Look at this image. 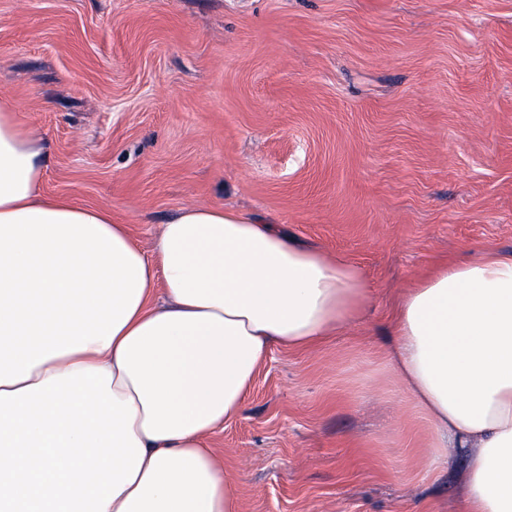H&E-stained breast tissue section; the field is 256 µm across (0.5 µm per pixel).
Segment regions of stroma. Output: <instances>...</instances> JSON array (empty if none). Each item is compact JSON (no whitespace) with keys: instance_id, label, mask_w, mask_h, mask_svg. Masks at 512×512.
Returning <instances> with one entry per match:
<instances>
[{"instance_id":"35a3bbf8","label":"stroma","mask_w":512,"mask_h":512,"mask_svg":"<svg viewBox=\"0 0 512 512\" xmlns=\"http://www.w3.org/2000/svg\"><path fill=\"white\" fill-rule=\"evenodd\" d=\"M41 191L145 252L188 204L363 273L311 352L271 348L212 439L239 512H456L383 338L439 260L512 256V0H0V96Z\"/></svg>"}]
</instances>
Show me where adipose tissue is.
Returning <instances> with one entry per match:
<instances>
[{"instance_id":"1","label":"adipose tissue","mask_w":512,"mask_h":512,"mask_svg":"<svg viewBox=\"0 0 512 512\" xmlns=\"http://www.w3.org/2000/svg\"><path fill=\"white\" fill-rule=\"evenodd\" d=\"M40 139L0 99V512H239L211 447L270 346L364 304L360 270L274 224L188 205L146 256L105 207L41 192ZM386 363L453 468L456 512H512V257L405 289Z\"/></svg>"}]
</instances>
